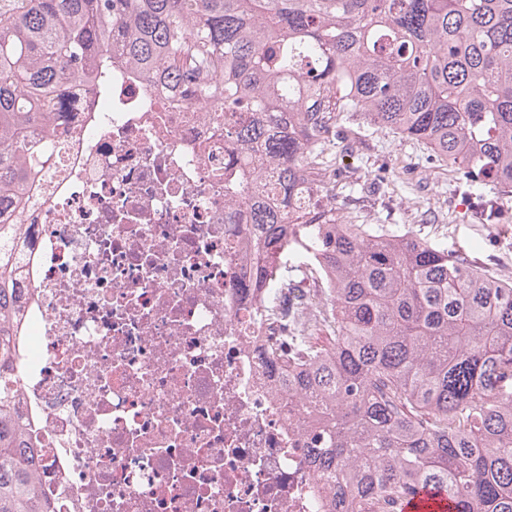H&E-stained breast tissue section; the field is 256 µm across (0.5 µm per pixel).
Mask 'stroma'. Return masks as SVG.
Listing matches in <instances>:
<instances>
[{"mask_svg": "<svg viewBox=\"0 0 512 512\" xmlns=\"http://www.w3.org/2000/svg\"><path fill=\"white\" fill-rule=\"evenodd\" d=\"M324 150L333 165L336 217L343 224H406L448 245L449 252L512 280V193L492 184L479 192L460 184L451 168L435 167L427 149L354 118ZM492 201L506 223L482 220Z\"/></svg>", "mask_w": 512, "mask_h": 512, "instance_id": "35a3bbf8", "label": "stroma"}]
</instances>
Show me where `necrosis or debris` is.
Instances as JSON below:
<instances>
[{"instance_id":"obj_1","label":"necrosis or debris","mask_w":512,"mask_h":512,"mask_svg":"<svg viewBox=\"0 0 512 512\" xmlns=\"http://www.w3.org/2000/svg\"><path fill=\"white\" fill-rule=\"evenodd\" d=\"M125 64L69 90L30 189L18 407L53 512H327L299 405L265 353L287 319L244 290L248 213L225 203L224 117Z\"/></svg>"}]
</instances>
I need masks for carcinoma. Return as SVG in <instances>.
I'll list each match as a JSON object with an SVG mask.
<instances>
[{
	"label": "carcinoma",
	"instance_id": "obj_1",
	"mask_svg": "<svg viewBox=\"0 0 512 512\" xmlns=\"http://www.w3.org/2000/svg\"><path fill=\"white\" fill-rule=\"evenodd\" d=\"M246 118L262 147L231 203L251 214L252 278L275 317L320 280L288 353L308 460L334 512H400L423 488L452 512H512V281L405 224H339L311 178L325 136L360 116L411 138L469 186L512 188V0H18L0 12V512H52L19 415L28 188L79 82L112 86V53Z\"/></svg>",
	"mask_w": 512,
	"mask_h": 512
}]
</instances>
